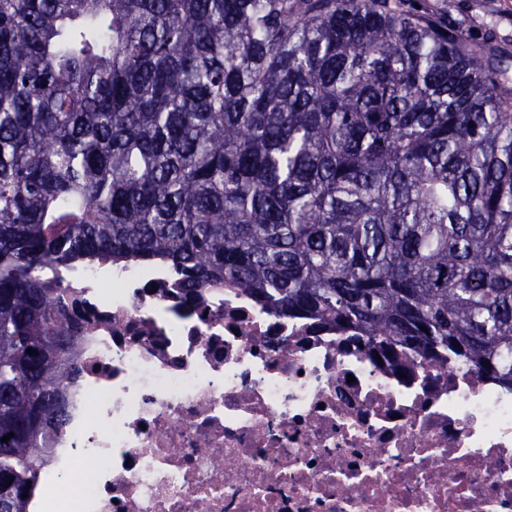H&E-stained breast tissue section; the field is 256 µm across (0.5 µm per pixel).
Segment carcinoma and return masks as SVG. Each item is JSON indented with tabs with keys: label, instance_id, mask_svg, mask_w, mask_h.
<instances>
[{
	"label": "carcinoma",
	"instance_id": "cac0c4a2",
	"mask_svg": "<svg viewBox=\"0 0 512 512\" xmlns=\"http://www.w3.org/2000/svg\"><path fill=\"white\" fill-rule=\"evenodd\" d=\"M507 83L389 0H0V512L78 375L46 265L162 264L512 385Z\"/></svg>",
	"mask_w": 512,
	"mask_h": 512
}]
</instances>
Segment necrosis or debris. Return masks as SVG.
<instances>
[{
  "label": "necrosis or debris",
  "mask_w": 512,
  "mask_h": 512,
  "mask_svg": "<svg viewBox=\"0 0 512 512\" xmlns=\"http://www.w3.org/2000/svg\"><path fill=\"white\" fill-rule=\"evenodd\" d=\"M79 374L28 512H512V391L162 267L49 271Z\"/></svg>",
  "instance_id": "obj_1"
}]
</instances>
